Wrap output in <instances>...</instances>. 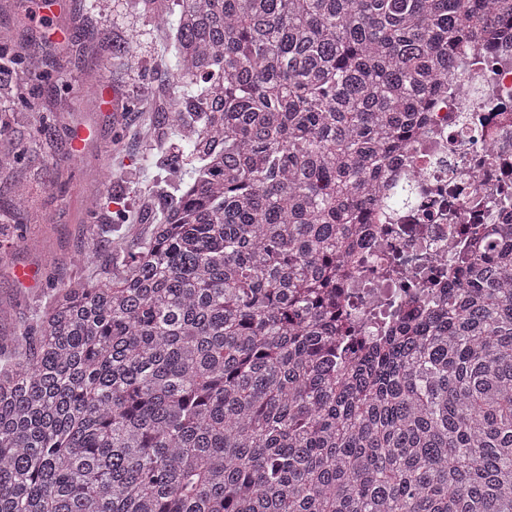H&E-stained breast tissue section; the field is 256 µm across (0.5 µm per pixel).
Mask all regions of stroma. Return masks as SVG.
<instances>
[{
	"label": "stroma",
	"instance_id": "1",
	"mask_svg": "<svg viewBox=\"0 0 512 512\" xmlns=\"http://www.w3.org/2000/svg\"><path fill=\"white\" fill-rule=\"evenodd\" d=\"M41 13L37 0H0V39L27 41L49 57L57 87L43 93L40 116L27 118L14 143L23 160L0 177V336L18 335L35 305L87 268L78 252L107 254L108 219L122 213L129 245L146 237L167 191L165 173L145 166V154H162L173 143L166 126L153 121L156 144L139 138L140 107L163 84L166 40L133 12L126 0H52ZM139 43L124 49L129 30ZM112 66H101L103 55ZM103 210L92 217L88 197ZM37 272L35 284L16 272Z\"/></svg>",
	"mask_w": 512,
	"mask_h": 512
}]
</instances>
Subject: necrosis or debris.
<instances>
[{
  "label": "necrosis or debris",
  "mask_w": 512,
  "mask_h": 512,
  "mask_svg": "<svg viewBox=\"0 0 512 512\" xmlns=\"http://www.w3.org/2000/svg\"><path fill=\"white\" fill-rule=\"evenodd\" d=\"M512 25L463 47L422 130L377 181V202L357 235L365 264L356 276L366 309H377L399 279L377 280L388 254L408 266L448 255V228L511 224Z\"/></svg>",
  "instance_id": "1"
}]
</instances>
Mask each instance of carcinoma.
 <instances>
[{
  "label": "carcinoma",
  "instance_id": "obj_1",
  "mask_svg": "<svg viewBox=\"0 0 512 512\" xmlns=\"http://www.w3.org/2000/svg\"><path fill=\"white\" fill-rule=\"evenodd\" d=\"M131 6L165 22L187 177L0 337V512H512V227L380 335L328 302L370 183L512 0ZM47 77L0 42V141Z\"/></svg>",
  "mask_w": 512,
  "mask_h": 512
}]
</instances>
